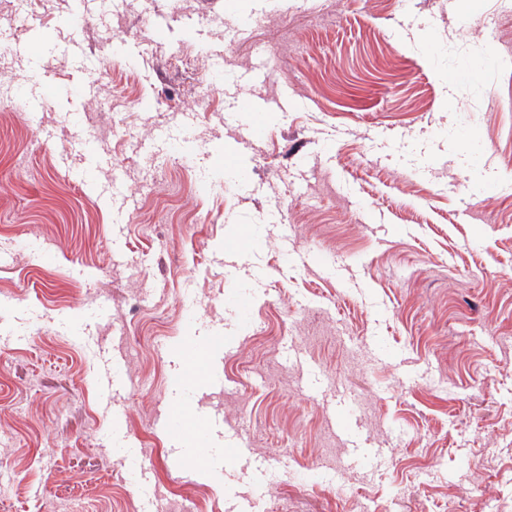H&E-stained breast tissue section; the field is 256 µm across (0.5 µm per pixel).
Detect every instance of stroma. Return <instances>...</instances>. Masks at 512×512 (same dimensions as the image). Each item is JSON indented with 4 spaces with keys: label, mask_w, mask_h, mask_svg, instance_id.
I'll return each instance as SVG.
<instances>
[{
    "label": "stroma",
    "mask_w": 512,
    "mask_h": 512,
    "mask_svg": "<svg viewBox=\"0 0 512 512\" xmlns=\"http://www.w3.org/2000/svg\"><path fill=\"white\" fill-rule=\"evenodd\" d=\"M28 2L41 45H0V512H512V0H241L246 27L223 0ZM42 72L93 94L28 106ZM219 328V387L175 386ZM174 400L220 407L211 470L176 465ZM246 112H249L246 129L249 136L255 140L266 137L269 129L268 111L259 104H252Z\"/></svg>",
    "instance_id": "obj_1"
}]
</instances>
